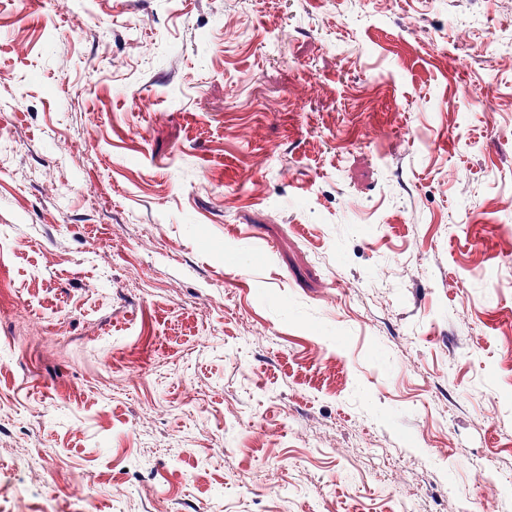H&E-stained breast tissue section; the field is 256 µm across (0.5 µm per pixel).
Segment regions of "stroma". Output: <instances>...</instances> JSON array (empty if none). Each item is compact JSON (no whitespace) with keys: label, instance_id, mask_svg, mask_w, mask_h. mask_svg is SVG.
Returning <instances> with one entry per match:
<instances>
[{"label":"stroma","instance_id":"obj_1","mask_svg":"<svg viewBox=\"0 0 512 512\" xmlns=\"http://www.w3.org/2000/svg\"><path fill=\"white\" fill-rule=\"evenodd\" d=\"M512 512V0H0V512Z\"/></svg>","mask_w":512,"mask_h":512}]
</instances>
